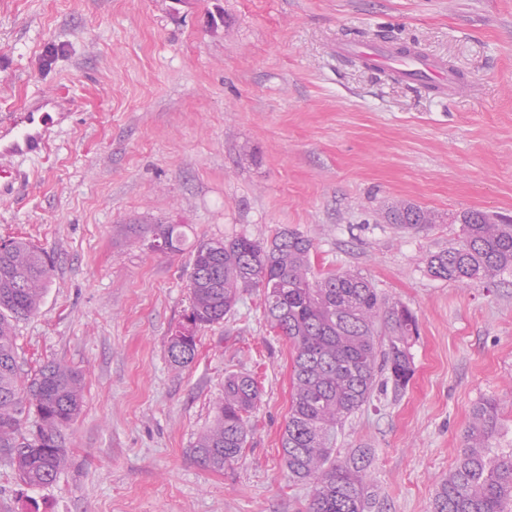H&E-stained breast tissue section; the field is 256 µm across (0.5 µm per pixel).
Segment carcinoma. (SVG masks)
I'll use <instances>...</instances> for the list:
<instances>
[{"mask_svg":"<svg viewBox=\"0 0 512 512\" xmlns=\"http://www.w3.org/2000/svg\"><path fill=\"white\" fill-rule=\"evenodd\" d=\"M389 224L415 228L437 215L414 204L391 206ZM464 240L426 257L432 276L459 283L492 282L512 270V224H490L480 210L460 216ZM127 232L149 233L169 253L186 241L181 224H129ZM312 243L284 230L269 241L245 234L194 249L190 314L198 327L233 313L244 293L262 289L263 307L274 331L293 349L291 401L282 435L283 461L292 482L310 485L306 512H367L373 495L366 452L340 462L335 431L368 402L378 388L405 389L414 375L415 313L390 303L355 271L312 274ZM52 272L43 248L18 238L0 245V461L30 488L53 484L69 464L62 431L80 414L84 379L56 361L22 375L15 347V323L40 307ZM388 331L386 342L378 327ZM197 338L168 346L172 366L195 360ZM255 376L230 371L212 424L191 453L204 470L219 473L239 461L250 437L252 412L261 402ZM500 404L488 397L472 413L456 465L442 479L431 512H508L512 504V448H494ZM44 452L35 455L32 449Z\"/></svg>","mask_w":512,"mask_h":512,"instance_id":"carcinoma-1","label":"carcinoma"}]
</instances>
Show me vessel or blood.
<instances>
[{
	"label": "vessel or blood",
	"mask_w": 512,
	"mask_h": 512,
	"mask_svg": "<svg viewBox=\"0 0 512 512\" xmlns=\"http://www.w3.org/2000/svg\"><path fill=\"white\" fill-rule=\"evenodd\" d=\"M336 52L340 55L357 53L367 64L389 66L391 73L401 80L428 84L441 94L451 87L446 63L428 60L414 51L400 55L385 45L355 48L340 42ZM69 105L66 97L51 92L41 95L37 104L0 123V158L29 159L47 155L54 143L55 127L70 117Z\"/></svg>",
	"instance_id": "vessel-or-blood-1"
}]
</instances>
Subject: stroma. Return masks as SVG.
I'll return each mask as SVG.
<instances>
[{
  "mask_svg": "<svg viewBox=\"0 0 512 512\" xmlns=\"http://www.w3.org/2000/svg\"><path fill=\"white\" fill-rule=\"evenodd\" d=\"M381 34L445 61L453 92L334 53ZM40 91L75 112L49 155L19 161L29 183L0 200V242L52 256L18 361L80 370L84 406L54 484L0 463V512L305 510L281 448L292 350L260 293L173 367L192 256L130 224H182L196 244L286 228L311 240L315 272H360L416 314L409 386L375 391L336 434L339 459L368 453L370 512H430L485 397L512 447V272L460 285L424 263L460 243L463 212L512 219V0H0V117ZM397 203L437 221L385 223ZM229 371L263 396L243 458L212 473L190 450ZM197 355V337L191 339L189 343L172 342L168 346V358L175 368H184L189 366L195 360Z\"/></svg>",
  "mask_w": 512,
  "mask_h": 512,
  "instance_id": "obj_1",
  "label": "stroma"
}]
</instances>
